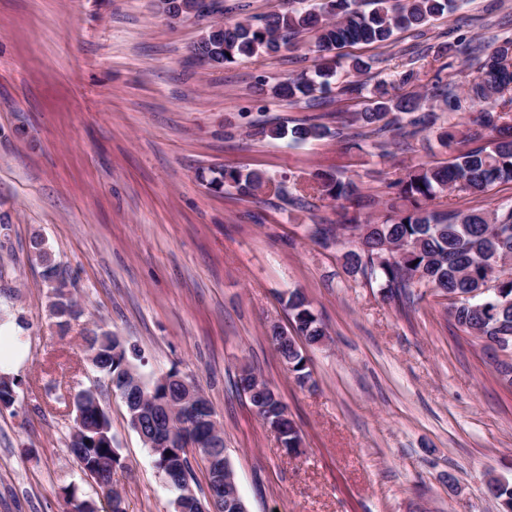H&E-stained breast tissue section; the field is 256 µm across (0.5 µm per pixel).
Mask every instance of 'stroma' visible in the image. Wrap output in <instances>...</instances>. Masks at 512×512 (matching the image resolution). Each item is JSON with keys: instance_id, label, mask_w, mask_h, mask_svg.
<instances>
[{"instance_id": "35a3bbf8", "label": "stroma", "mask_w": 512, "mask_h": 512, "mask_svg": "<svg viewBox=\"0 0 512 512\" xmlns=\"http://www.w3.org/2000/svg\"><path fill=\"white\" fill-rule=\"evenodd\" d=\"M208 19L169 21L158 0H0V305L24 322L13 406L0 407V512H70L60 493L105 506L101 489L69 452L72 418L58 399L97 388L112 418L122 468L112 477L129 512H175L126 408L85 360L81 329L99 324L136 352L145 377L171 370L195 379L224 428V449L248 512H499L486 481L512 482V386L480 342L435 295L411 307L347 275V241L319 242L320 224L386 215L390 184L457 149L440 128L467 125L471 110L439 112L416 139L389 136L386 150L336 137L366 97L328 95L313 111L257 101V77L276 83L311 67L308 37L295 51L221 67L192 55ZM512 29V0H465L426 37L355 45L362 82L429 94L477 76L462 56L434 48L455 34L489 40ZM417 77L402 83L407 69ZM329 136L307 143L251 135L248 124L296 125ZM259 169L286 194L250 199L209 191L224 167ZM329 171L353 180L344 203L292 204ZM512 205V183L431 207L494 211ZM42 236L83 309L59 335L42 268L30 251ZM302 292L328 340L309 346L311 380L296 383L268 336L289 327L282 303ZM250 368L280 394L302 437L290 455L238 390ZM455 485H448L447 475Z\"/></svg>"}]
</instances>
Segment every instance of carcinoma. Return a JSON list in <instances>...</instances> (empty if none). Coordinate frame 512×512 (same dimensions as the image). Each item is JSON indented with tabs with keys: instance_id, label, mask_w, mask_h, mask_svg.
Here are the masks:
<instances>
[{
	"instance_id": "1",
	"label": "carcinoma",
	"mask_w": 512,
	"mask_h": 512,
	"mask_svg": "<svg viewBox=\"0 0 512 512\" xmlns=\"http://www.w3.org/2000/svg\"><path fill=\"white\" fill-rule=\"evenodd\" d=\"M173 2L183 8L187 17L233 11V7L224 5V0ZM370 4L373 9L361 12L356 8L357 0H312L301 10L270 13L260 23L218 20L194 47V55L203 64L222 66L243 58L289 50L297 36L307 33L314 39L317 52L318 65L313 73L302 72L272 86L261 79L256 85V95L261 100L270 95L308 107L333 90L338 95L362 94L365 83L357 80V76L367 66L358 57L344 59L341 49L356 44L389 45L398 33L407 30L422 36L431 19L457 10L459 0H370ZM453 51L481 56L479 75L463 97L437 83L433 97L441 98L450 111H458L466 104L475 116L466 131L450 126L439 133V138L446 144L459 137L465 141L486 138L488 145L463 151L444 164L407 170L391 184L395 192L388 201L389 214L382 222L361 224L353 218L341 225L357 242L341 256L345 271L370 287L377 286L384 296L403 305L423 299V288L436 295L449 290L470 293L487 283V274L497 260L512 261L511 206L492 214L480 210L440 212L429 208L430 202L444 192H483L495 184L512 182V97H505L512 89V37L504 35L486 44L465 46L443 43L437 53ZM423 101L424 97L417 93L397 95L387 84H377L370 91L369 104L357 113L361 131L354 133V137L380 147L381 138L395 127L409 137L415 136L427 122V115L418 114ZM288 134L294 141L306 143L324 138L328 129L311 119L290 129L264 124L252 129V135L261 138L279 139ZM207 186L214 192L233 193L241 198L266 191L276 196L283 193L282 183L274 182L266 173L243 172L231 167L218 171V175L207 181ZM312 190L333 201L348 200L356 194L357 184L323 172L317 175ZM31 248L43 267L50 311L60 335L64 336L71 322L79 320L83 311L44 241L33 238ZM492 282L491 291L462 299L451 312L455 323L468 335L479 336L489 353L512 348V267L501 269ZM285 307L297 339L312 346L326 336L303 294H289ZM284 333L286 330L274 324L270 338L288 371L303 384L310 378L307 356L296 339L281 340ZM83 336L86 345L96 352L95 369L137 392V400L126 403L130 426H135L139 413L145 435L171 436L167 445L150 446L148 451L175 493V509L206 510L191 485L192 464L186 444L195 441L199 443L198 453L209 482L215 484L217 505L222 512H240L243 504L224 499L221 481L224 470L231 469L228 459L218 449L219 443L209 438L211 428L194 420L189 403L184 401L188 389L197 388V384L177 371L167 373L165 382L159 377L147 380L133 364L121 337L99 326L83 328ZM247 399L251 407L261 408L258 415L264 424L277 430L279 445L288 452L299 453L301 436L278 392L270 387L265 393L249 395ZM96 401L98 396L87 389L74 404L72 430L79 435V441L70 442L69 450L82 472L106 491L110 512H127L125 498L112 487V475L122 462L118 449L112 446L111 418ZM61 492L76 512H95L93 503L79 499L74 487L65 486ZM487 492L499 502L503 512H512V483L506 480L489 483Z\"/></svg>"
}]
</instances>
